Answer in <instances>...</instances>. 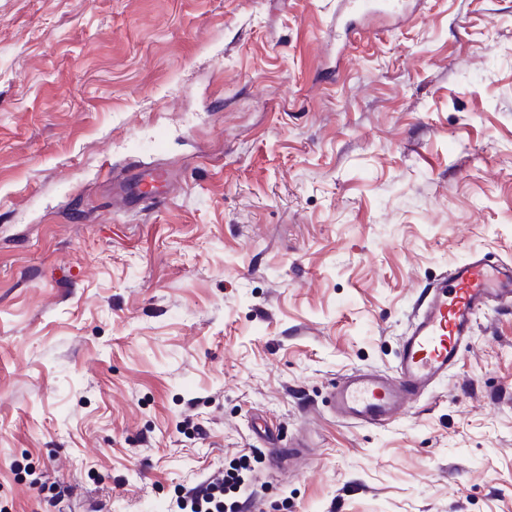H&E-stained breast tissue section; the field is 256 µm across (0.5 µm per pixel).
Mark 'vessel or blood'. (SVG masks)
Wrapping results in <instances>:
<instances>
[{"label": "vessel or blood", "mask_w": 512, "mask_h": 512, "mask_svg": "<svg viewBox=\"0 0 512 512\" xmlns=\"http://www.w3.org/2000/svg\"><path fill=\"white\" fill-rule=\"evenodd\" d=\"M170 182L161 166H137L112 182V206L123 211L144 203L161 207L159 188ZM512 305V264L477 254L457 263L427 288L400 350L393 378L373 374L346 377L332 393L338 416L381 424L398 418L461 360L479 313L490 305Z\"/></svg>", "instance_id": "b4317fda"}]
</instances>
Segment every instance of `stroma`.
I'll return each mask as SVG.
<instances>
[{
    "mask_svg": "<svg viewBox=\"0 0 512 512\" xmlns=\"http://www.w3.org/2000/svg\"><path fill=\"white\" fill-rule=\"evenodd\" d=\"M335 9L0 0V512H170L220 467L252 512H512V308L399 419L330 399L395 374L423 288L512 260V0L352 42ZM143 164L167 206L111 211Z\"/></svg>",
    "mask_w": 512,
    "mask_h": 512,
    "instance_id": "obj_1",
    "label": "stroma"
}]
</instances>
